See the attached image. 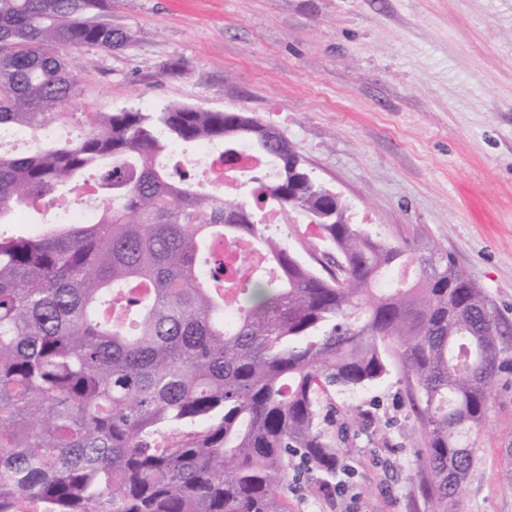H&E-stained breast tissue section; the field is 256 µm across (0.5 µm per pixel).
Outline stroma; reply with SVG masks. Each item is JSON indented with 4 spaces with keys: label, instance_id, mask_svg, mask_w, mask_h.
<instances>
[{
    "label": "stroma",
    "instance_id": "1",
    "mask_svg": "<svg viewBox=\"0 0 512 512\" xmlns=\"http://www.w3.org/2000/svg\"><path fill=\"white\" fill-rule=\"evenodd\" d=\"M132 46L81 49L68 111H151L170 101L242 109L279 129L305 166L384 241L447 255L512 326V0H112ZM290 252L336 260L291 211ZM454 512H512V336ZM399 357L381 382L329 392L343 465L329 494L300 465L288 512H431L426 437Z\"/></svg>",
    "mask_w": 512,
    "mask_h": 512
}]
</instances>
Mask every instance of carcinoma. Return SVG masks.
I'll return each mask as SVG.
<instances>
[{
  "instance_id": "1",
  "label": "carcinoma",
  "mask_w": 512,
  "mask_h": 512,
  "mask_svg": "<svg viewBox=\"0 0 512 512\" xmlns=\"http://www.w3.org/2000/svg\"><path fill=\"white\" fill-rule=\"evenodd\" d=\"M112 0H0V130L34 137L70 116L85 63L65 47L131 45ZM74 142L0 151V224L21 204L93 184L86 224L0 233V512H286L295 458L329 477L321 399L390 371L414 381L433 512H452L489 409L507 326L448 257H416L349 221L283 133L246 112L177 101L84 112ZM240 147L275 177L250 199L200 186L172 149ZM302 213L336 248L323 276L267 234L253 206ZM249 239L271 267L226 283L217 245Z\"/></svg>"
}]
</instances>
